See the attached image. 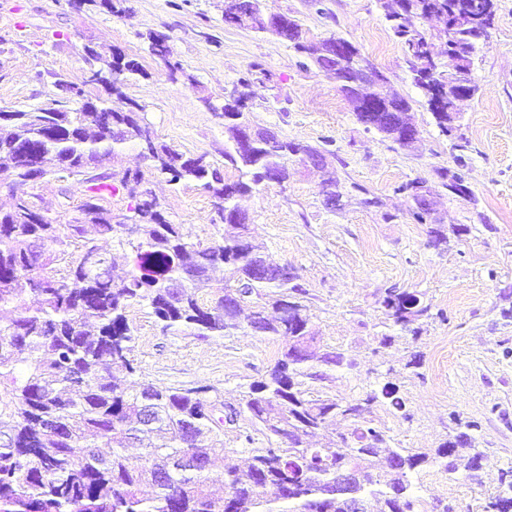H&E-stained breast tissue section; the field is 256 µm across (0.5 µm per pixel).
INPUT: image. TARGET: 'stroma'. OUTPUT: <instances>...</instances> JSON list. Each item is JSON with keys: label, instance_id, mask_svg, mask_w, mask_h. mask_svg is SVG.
Here are the masks:
<instances>
[{"label": "stroma", "instance_id": "obj_1", "mask_svg": "<svg viewBox=\"0 0 512 512\" xmlns=\"http://www.w3.org/2000/svg\"><path fill=\"white\" fill-rule=\"evenodd\" d=\"M391 0H263L266 12L295 18L305 40L343 37L356 45L406 98L420 142L404 148L361 124L334 78L293 44L224 21V0H119L111 13L100 0H0V111H29L79 103L59 80L81 83L86 44L112 46L139 61L145 78L111 101L124 111L138 102L159 141L186 157L205 156L225 179L238 177L224 158L225 96L250 82L247 113L257 129L323 151L328 166L294 165L287 183H269L242 199L251 232L271 259L290 266L304 291L309 326L323 351L342 364L316 365L304 378L313 395L342 402L368 400L365 414L390 447L435 456L473 424V442L458 456H478L474 471L435 463L410 474L414 512H487L512 470V0H495L489 43L477 54L475 95L460 106L459 130L440 132L415 86L401 43L386 18ZM168 37L184 74L171 81L146 36ZM122 167L140 171L166 217L194 242L221 243L217 200L193 182L172 185L127 146ZM460 173L472 191L464 199L441 188L439 173ZM335 174L343 206L328 208L321 183ZM423 180L437 188L425 223L410 213L401 185ZM41 212L67 222L88 191L76 179L31 183ZM378 206L359 202L361 191ZM448 243L435 246L434 229ZM418 294L427 305L417 334L400 331L381 306L385 289ZM134 335V381L202 389L215 417L238 406L249 386L280 358L282 339L244 327L224 336L163 329L142 302L126 312ZM419 367H411L412 359ZM393 383L405 409L378 393ZM224 446L235 457L267 439L249 415L223 424Z\"/></svg>", "mask_w": 512, "mask_h": 512}]
</instances>
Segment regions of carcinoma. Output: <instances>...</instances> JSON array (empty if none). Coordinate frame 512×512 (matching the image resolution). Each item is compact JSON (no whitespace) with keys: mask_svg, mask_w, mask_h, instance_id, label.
Listing matches in <instances>:
<instances>
[{"mask_svg":"<svg viewBox=\"0 0 512 512\" xmlns=\"http://www.w3.org/2000/svg\"><path fill=\"white\" fill-rule=\"evenodd\" d=\"M245 2L224 0V22L236 24ZM473 2L406 0L403 13L387 14L420 90L429 79L446 94L461 81L476 91L471 72L484 41ZM433 17L445 24L439 39L456 53L440 77L434 43L420 29ZM251 27L293 43L315 66L325 67L314 46L302 47V30L293 18L267 13L260 4ZM148 39L151 53L177 79L183 68L171 58L168 36ZM100 59L101 53L86 52L88 71L103 79L95 85L98 93L76 111H0V171L12 173V188L30 184L32 151L45 165L43 177H78L90 192L78 206L81 217L65 223L46 218L25 193L0 210V385L7 398L0 409V512H350L336 493V475L351 466L359 471L356 491L381 504L380 512H413L408 472L430 460L456 471L449 457L470 436L447 441L432 459L405 455L387 447L380 431L361 425L357 403L308 398L300 378L318 363L343 362L342 354H293L296 339L311 334L305 308L292 296L299 288L291 278L263 272L269 257L253 242L238 204L267 178L287 182L288 165L300 161V153L321 151L295 140L278 149L262 139L242 145V129L250 126L246 97L233 93L222 106L229 142L224 158L239 176L227 182L205 156L186 158L160 142L139 104L112 111L109 98L122 95L128 81L146 72L124 55L105 70L95 67ZM333 77L340 92L352 96L359 76L350 64L337 65ZM409 110L406 98L390 95L377 130L405 146L397 131L399 114ZM128 145L144 152L168 182L193 181L219 200L222 243L193 242L182 225L165 217L138 174L110 169ZM114 180L131 199L117 220L99 204L102 189ZM112 241L132 248V269L112 267L104 248ZM219 266L228 283L209 300L202 291ZM267 289L275 290L278 316H264L250 328L283 339L286 349L232 412L247 411L268 442L248 449L245 466H224V495L217 496L212 468L226 448L211 405L196 391L146 381L133 391L111 368L119 363L127 374L136 373L126 318L132 304L148 302L165 330L222 336L240 327V303ZM382 305L394 325L413 334L412 325L428 310L417 294L393 288L386 289ZM338 418L351 422L341 445L308 446L304 436L332 429ZM502 484L488 508L512 512V479L506 473ZM268 487L276 490L273 500L263 496Z\"/></svg>","mask_w":512,"mask_h":512,"instance_id":"obj_1","label":"carcinoma"}]
</instances>
